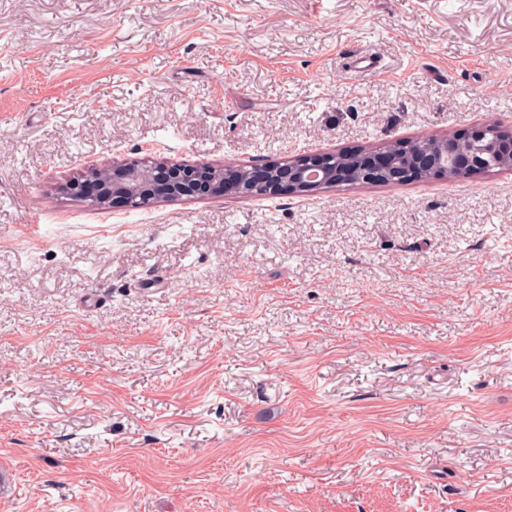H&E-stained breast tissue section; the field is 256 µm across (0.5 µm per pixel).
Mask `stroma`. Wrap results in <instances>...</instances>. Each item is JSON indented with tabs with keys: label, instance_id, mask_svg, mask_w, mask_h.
I'll use <instances>...</instances> for the list:
<instances>
[{
	"label": "stroma",
	"instance_id": "1",
	"mask_svg": "<svg viewBox=\"0 0 512 512\" xmlns=\"http://www.w3.org/2000/svg\"><path fill=\"white\" fill-rule=\"evenodd\" d=\"M512 126V0H0V512H512V169L95 209ZM402 161L403 158L385 152L299 153L289 157L288 162L254 165L253 181H259L263 186L258 193L253 192L252 180L241 179L233 172L236 168L229 165L158 161L143 166L125 162L114 164L110 169L93 168L81 180L61 185L60 190L101 208L111 207L113 201L127 207L134 197L155 201L197 195H310L336 184V181L362 185L404 183L402 179L389 177L391 170L398 168ZM89 185L91 190H88Z\"/></svg>",
	"mask_w": 512,
	"mask_h": 512
}]
</instances>
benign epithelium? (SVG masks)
<instances>
[{"mask_svg": "<svg viewBox=\"0 0 512 512\" xmlns=\"http://www.w3.org/2000/svg\"><path fill=\"white\" fill-rule=\"evenodd\" d=\"M406 163L413 178H463L495 163L512 168V130L496 125L474 128L466 136L440 138L432 147L408 153L407 160L383 152L299 153L284 163L254 166L253 179L244 180L229 165L208 162L194 165L158 161L148 166L125 162L110 169H91L81 179L61 185L75 199L107 208L119 201L127 207L134 197L151 201L190 198L203 193L223 197L251 196L254 182L262 183L261 194L310 195L338 182L354 184H398L391 170Z\"/></svg>", "mask_w": 512, "mask_h": 512, "instance_id": "benign-epithelium-1", "label": "benign epithelium"}]
</instances>
